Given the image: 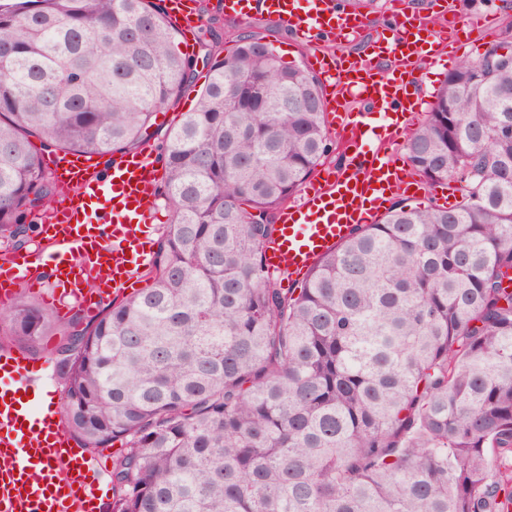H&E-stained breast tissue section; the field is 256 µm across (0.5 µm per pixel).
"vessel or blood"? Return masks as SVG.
Wrapping results in <instances>:
<instances>
[{
	"instance_id": "b4317fda",
	"label": "vessel or blood",
	"mask_w": 512,
	"mask_h": 512,
	"mask_svg": "<svg viewBox=\"0 0 512 512\" xmlns=\"http://www.w3.org/2000/svg\"><path fill=\"white\" fill-rule=\"evenodd\" d=\"M217 8L239 21L266 12L314 47L309 65L322 81L325 109L348 161L281 210V230L265 249L270 273L307 272L354 225L375 223L395 196L420 192L418 180L368 141L379 128L389 143L402 138L424 105L416 71L465 25L455 17L445 24L424 19L427 36L420 39L407 29L405 12L395 8L371 43L372 56L363 58L322 49L326 43L341 47L364 27L356 15L338 10L336 0H217ZM50 171L75 188L70 217L53 227L49 260L8 258L0 305L13 302L12 286L23 281L52 288L48 302L58 314L68 312L61 302L66 296L92 315L150 264L141 236L152 221L149 204L159 184L153 147L104 161L61 152ZM53 375L51 366L36 375L24 357L0 355V512H100L101 461L71 446L60 406L37 408L27 398L30 388H45Z\"/></svg>"
}]
</instances>
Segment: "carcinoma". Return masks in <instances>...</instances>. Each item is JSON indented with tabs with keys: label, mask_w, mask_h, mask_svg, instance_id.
Returning a JSON list of instances; mask_svg holds the SVG:
<instances>
[{
	"label": "carcinoma",
	"mask_w": 512,
	"mask_h": 512,
	"mask_svg": "<svg viewBox=\"0 0 512 512\" xmlns=\"http://www.w3.org/2000/svg\"><path fill=\"white\" fill-rule=\"evenodd\" d=\"M176 35L154 0L0 6V234L20 246L63 192L29 137L137 148L208 69L166 132L148 285L56 347L66 433L124 444L112 512H512V57L459 61L408 131L413 173L460 199L392 202L285 290L264 249L331 151L322 83L254 32L220 60ZM50 330L32 303L0 314L27 348Z\"/></svg>",
	"instance_id": "obj_1"
}]
</instances>
